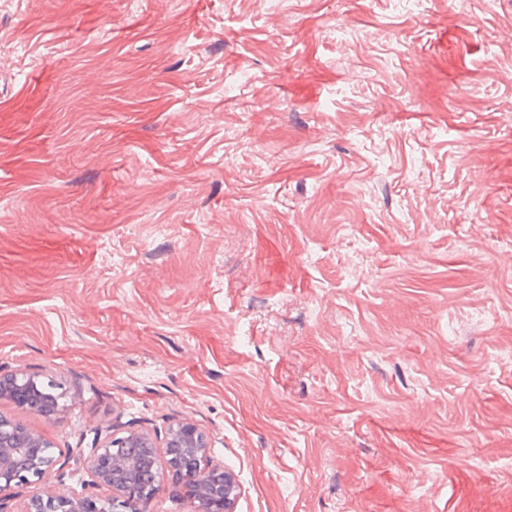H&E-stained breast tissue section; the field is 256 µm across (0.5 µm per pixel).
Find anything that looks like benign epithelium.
Here are the masks:
<instances>
[{"mask_svg": "<svg viewBox=\"0 0 512 512\" xmlns=\"http://www.w3.org/2000/svg\"><path fill=\"white\" fill-rule=\"evenodd\" d=\"M35 377L21 372L0 373V400L32 414L51 417L30 404ZM179 448L191 457L196 479L211 502L208 512H232L237 495L234 473L214 461L209 435L196 423L182 419L168 427L164 438L130 432L109 433L84 457L89 480L82 491L64 490L65 472L50 442L24 421L0 414V512H145V504L164 480L183 472L170 461L168 449ZM55 478L57 486L26 498L16 511L19 489Z\"/></svg>", "mask_w": 512, "mask_h": 512, "instance_id": "7a95c632", "label": "benign epithelium"}]
</instances>
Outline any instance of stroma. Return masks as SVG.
Returning a JSON list of instances; mask_svg holds the SVG:
<instances>
[{
	"mask_svg": "<svg viewBox=\"0 0 512 512\" xmlns=\"http://www.w3.org/2000/svg\"><path fill=\"white\" fill-rule=\"evenodd\" d=\"M512 0H0V371L186 418L234 512H512Z\"/></svg>",
	"mask_w": 512,
	"mask_h": 512,
	"instance_id": "35a3bbf8",
	"label": "stroma"
}]
</instances>
